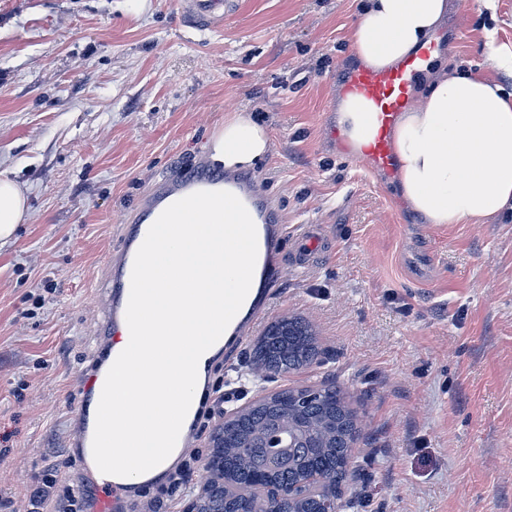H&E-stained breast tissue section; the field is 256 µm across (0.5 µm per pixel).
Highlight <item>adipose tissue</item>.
Masks as SVG:
<instances>
[{
	"instance_id": "adipose-tissue-1",
	"label": "adipose tissue",
	"mask_w": 512,
	"mask_h": 512,
	"mask_svg": "<svg viewBox=\"0 0 512 512\" xmlns=\"http://www.w3.org/2000/svg\"><path fill=\"white\" fill-rule=\"evenodd\" d=\"M456 0H359L349 33L354 57L392 69L432 42ZM415 104L392 130L399 190L426 224H483L512 216V91L483 73L449 68L432 55ZM336 124L361 147L372 115L341 100ZM269 150L263 126L239 112L205 147L204 160L248 169ZM29 197L0 171V247L29 218ZM158 250L142 264L127 327L112 344L97 396L112 421L84 448L98 483L161 481L184 450L172 446L207 394L205 365L230 341L261 286L262 233L251 211L226 203L223 184L198 186L187 205L170 202L150 218Z\"/></svg>"
}]
</instances>
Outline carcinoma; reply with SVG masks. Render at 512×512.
<instances>
[{"label": "carcinoma", "instance_id": "cac0c4a2", "mask_svg": "<svg viewBox=\"0 0 512 512\" xmlns=\"http://www.w3.org/2000/svg\"><path fill=\"white\" fill-rule=\"evenodd\" d=\"M319 357L311 326L299 318H288L269 326L255 345L252 362L269 372H291ZM322 391V396L307 400L299 414L300 424L320 432V443L301 438L284 455L269 443L285 423L280 399L270 395L251 405L235 421L243 441L224 459V487L200 485L199 512H231L234 508L258 512L270 485L301 486L291 508L294 512H319L323 494L334 489L339 497L342 487L357 482L360 473L352 463L360 432L356 414L340 386L330 384Z\"/></svg>", "mask_w": 512, "mask_h": 512}]
</instances>
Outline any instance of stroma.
Returning <instances> with one entry per match:
<instances>
[{
  "mask_svg": "<svg viewBox=\"0 0 512 512\" xmlns=\"http://www.w3.org/2000/svg\"><path fill=\"white\" fill-rule=\"evenodd\" d=\"M183 0H0V170L31 216L0 248V512L31 482L109 494L68 438L97 358L106 256L156 184L195 177L241 108L271 151L251 174L279 211L290 257L302 227L330 247L279 275L249 336L211 382L260 390L334 382L356 412L361 479L341 512H512V220L425 224L394 182L330 140L332 86L354 65L356 0H233L222 26L185 27ZM512 0H461L437 35L451 64L496 70ZM308 322L321 362L258 386L249 354L275 321ZM484 39L489 46L490 58L495 68L512 75V45L497 44L494 28L484 29Z\"/></svg>",
  "mask_w": 512,
  "mask_h": 512,
  "instance_id": "obj_1",
  "label": "stroma"
}]
</instances>
